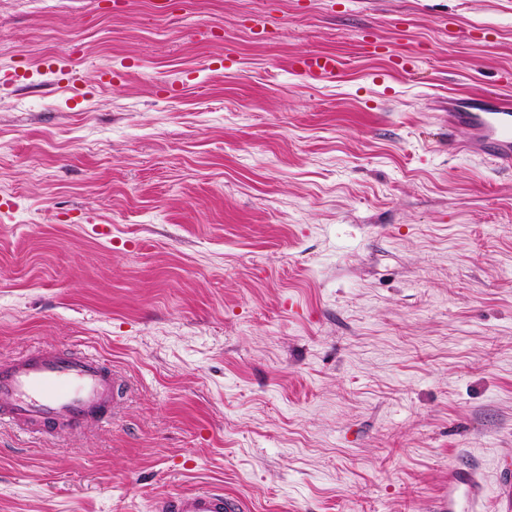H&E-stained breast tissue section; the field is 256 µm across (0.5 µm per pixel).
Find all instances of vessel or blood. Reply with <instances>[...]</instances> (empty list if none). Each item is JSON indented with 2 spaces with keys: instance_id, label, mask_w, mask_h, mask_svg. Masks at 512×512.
I'll return each mask as SVG.
<instances>
[{
  "instance_id": "vessel-or-blood-1",
  "label": "vessel or blood",
  "mask_w": 512,
  "mask_h": 512,
  "mask_svg": "<svg viewBox=\"0 0 512 512\" xmlns=\"http://www.w3.org/2000/svg\"><path fill=\"white\" fill-rule=\"evenodd\" d=\"M309 79L334 77L338 62L330 54L309 52L291 61ZM449 127L463 126L468 141L456 151L487 154L502 166L512 165V103L489 91L473 98L448 100ZM120 385L101 359L75 350L36 348L0 361V421L39 435L58 428L73 431L96 425L116 404ZM481 473L467 467L448 471V512H485ZM223 490L197 487L158 498L153 512H241Z\"/></svg>"
}]
</instances>
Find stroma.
Here are the masks:
<instances>
[{"label":"stroma","instance_id":"stroma-1","mask_svg":"<svg viewBox=\"0 0 512 512\" xmlns=\"http://www.w3.org/2000/svg\"><path fill=\"white\" fill-rule=\"evenodd\" d=\"M154 2L0 0V358L129 383L93 431L0 427V512H444L462 464L501 498L512 168L449 150L448 97L512 91V0ZM291 69L304 78H331L337 74L338 62L333 55L309 52L294 57ZM240 502L224 494L222 489L197 487L158 498L154 512H240Z\"/></svg>","mask_w":512,"mask_h":512}]
</instances>
